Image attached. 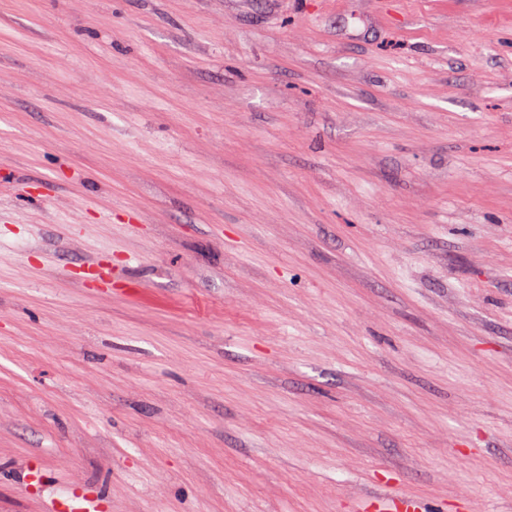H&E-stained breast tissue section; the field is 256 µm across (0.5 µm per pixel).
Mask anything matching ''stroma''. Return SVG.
<instances>
[{"mask_svg": "<svg viewBox=\"0 0 512 512\" xmlns=\"http://www.w3.org/2000/svg\"><path fill=\"white\" fill-rule=\"evenodd\" d=\"M66 488L512 512V0H0V512Z\"/></svg>", "mask_w": 512, "mask_h": 512, "instance_id": "stroma-1", "label": "stroma"}]
</instances>
